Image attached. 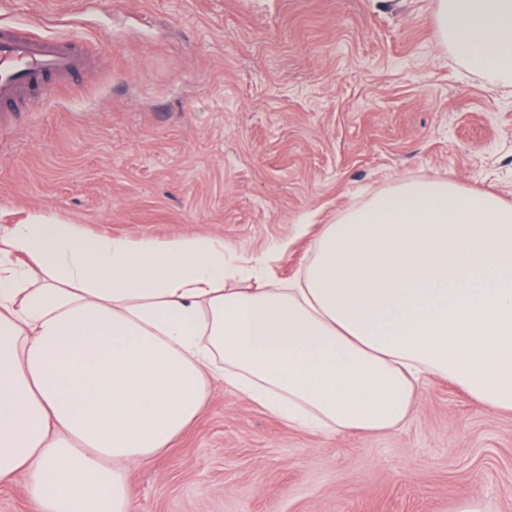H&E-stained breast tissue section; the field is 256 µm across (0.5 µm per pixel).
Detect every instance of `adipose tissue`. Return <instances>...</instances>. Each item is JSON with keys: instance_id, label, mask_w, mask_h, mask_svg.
<instances>
[{"instance_id": "ef3b65f1", "label": "adipose tissue", "mask_w": 512, "mask_h": 512, "mask_svg": "<svg viewBox=\"0 0 512 512\" xmlns=\"http://www.w3.org/2000/svg\"><path fill=\"white\" fill-rule=\"evenodd\" d=\"M466 70L512 80V0H434ZM286 427L387 433L433 382L512 412V203L402 181L322 225L294 279L213 237L0 233V485L30 512H137L133 466L202 414L211 376Z\"/></svg>"}]
</instances>
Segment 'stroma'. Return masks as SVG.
I'll use <instances>...</instances> for the list:
<instances>
[{
	"label": "stroma",
	"mask_w": 512,
	"mask_h": 512,
	"mask_svg": "<svg viewBox=\"0 0 512 512\" xmlns=\"http://www.w3.org/2000/svg\"><path fill=\"white\" fill-rule=\"evenodd\" d=\"M14 20L100 68L0 126L1 226L219 236L285 281L320 225L397 180L512 203V85L457 64L434 0H0ZM129 478L138 512H450L467 495L512 512V413L437 381L396 431L316 436L215 380Z\"/></svg>",
	"instance_id": "obj_1"
}]
</instances>
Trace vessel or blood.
<instances>
[{
  "label": "vessel or blood",
  "instance_id": "vessel-or-blood-1",
  "mask_svg": "<svg viewBox=\"0 0 512 512\" xmlns=\"http://www.w3.org/2000/svg\"><path fill=\"white\" fill-rule=\"evenodd\" d=\"M90 65L81 42L39 35L20 22L0 27V121L56 95Z\"/></svg>",
  "mask_w": 512,
  "mask_h": 512
}]
</instances>
